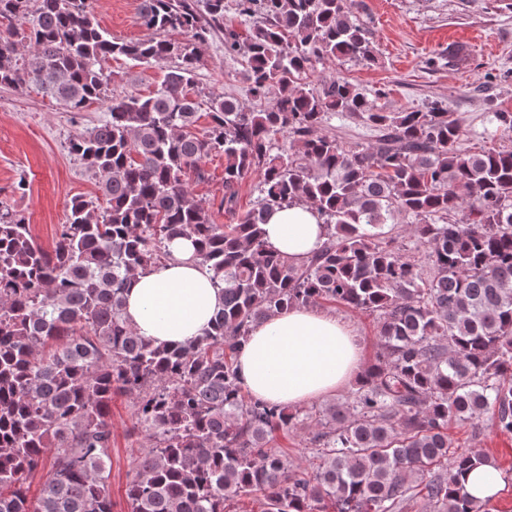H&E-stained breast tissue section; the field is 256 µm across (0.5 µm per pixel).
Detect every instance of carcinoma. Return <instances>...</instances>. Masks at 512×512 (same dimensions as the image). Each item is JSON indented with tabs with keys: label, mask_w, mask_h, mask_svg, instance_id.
Wrapping results in <instances>:
<instances>
[{
	"label": "carcinoma",
	"mask_w": 512,
	"mask_h": 512,
	"mask_svg": "<svg viewBox=\"0 0 512 512\" xmlns=\"http://www.w3.org/2000/svg\"><path fill=\"white\" fill-rule=\"evenodd\" d=\"M246 42L224 29V0H139L153 36L117 42L89 0H0V86L34 84L69 112L107 104V119L70 140L106 200L71 198L52 247L0 200V512H112V396L132 398L150 449L133 461L128 512H484L463 474L489 464L448 436L484 415L512 432V146L461 151V128L438 103L386 112L336 79L314 91L320 60L374 58L352 0H235ZM185 35L182 40L169 33ZM247 60L257 112L200 99L201 45ZM125 57L165 68L144 96L110 88L102 67ZM208 129L191 131L202 105ZM377 131L347 148L322 133L334 119ZM484 134L512 140V112L488 113ZM285 143L278 144V138ZM224 156L229 215L217 224L187 176ZM260 175V198L236 210ZM303 203L327 240L296 262L271 249L269 210ZM412 219L426 262L392 236ZM178 238L214 272L224 306L204 336L156 345L123 316L128 283L170 258ZM339 304L378 319V352L338 404L292 409L245 393L236 360L249 328L293 306ZM310 430L312 471L273 445ZM45 480L36 496L30 480ZM259 194V180L257 174L247 176L239 186L237 209L245 212L256 204Z\"/></svg>",
	"instance_id": "obj_1"
}]
</instances>
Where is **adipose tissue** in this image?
Returning a JSON list of instances; mask_svg holds the SVG:
<instances>
[{
    "label": "adipose tissue",
    "mask_w": 512,
    "mask_h": 512,
    "mask_svg": "<svg viewBox=\"0 0 512 512\" xmlns=\"http://www.w3.org/2000/svg\"><path fill=\"white\" fill-rule=\"evenodd\" d=\"M267 244L301 261L325 240L318 214L305 205L273 209ZM171 258L131 280L124 318L154 343L178 346L204 336L224 304L213 273L194 260L195 244L177 239ZM364 367L360 339L347 322L312 307L291 308L254 325L237 357L239 381L252 396L300 407L335 394Z\"/></svg>",
    "instance_id": "obj_1"
}]
</instances>
